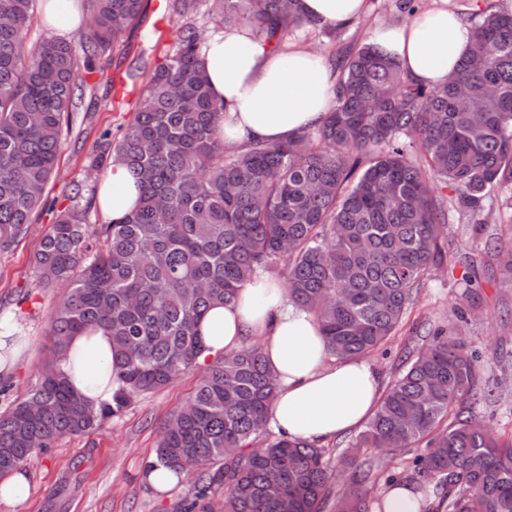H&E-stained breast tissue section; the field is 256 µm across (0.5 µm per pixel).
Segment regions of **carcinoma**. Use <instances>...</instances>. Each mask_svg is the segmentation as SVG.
<instances>
[{"mask_svg": "<svg viewBox=\"0 0 512 512\" xmlns=\"http://www.w3.org/2000/svg\"><path fill=\"white\" fill-rule=\"evenodd\" d=\"M93 2L78 54L64 40L29 43L36 0H0V251L27 236L43 204L84 97L79 72L112 66L108 51L144 21V0ZM296 2L168 0L176 26L164 61L123 57L129 79L146 87L119 133L99 135L87 171L125 163L139 204L93 224L76 184L73 204L42 235L35 286L61 297L39 381L0 411V478L62 438L98 429L132 397L199 370L155 448L154 464L181 479L182 461L198 464L179 512H320L333 492L336 512H369L379 479L370 451L413 455L401 477L432 489L444 512H512V434L474 417L480 366L458 331L429 327L426 345L401 361L336 490L325 449L285 434L253 447L278 389L260 345L200 365L206 311L275 273L315 317L332 356L379 351L447 261L453 214L482 210L512 181V12L504 10L472 25L467 53L441 86L414 82L364 43L332 56L333 103L316 127L287 141L224 144L226 105L201 64V7L216 25L244 26L278 50L288 32L318 26ZM454 259L467 294L479 287V266L512 282L511 247ZM89 327L108 331L123 370L110 403L77 394L58 367L71 337Z\"/></svg>", "mask_w": 512, "mask_h": 512, "instance_id": "obj_1", "label": "carcinoma"}]
</instances>
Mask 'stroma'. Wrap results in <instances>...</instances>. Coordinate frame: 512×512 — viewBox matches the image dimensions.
<instances>
[{
    "label": "stroma",
    "mask_w": 512,
    "mask_h": 512,
    "mask_svg": "<svg viewBox=\"0 0 512 512\" xmlns=\"http://www.w3.org/2000/svg\"><path fill=\"white\" fill-rule=\"evenodd\" d=\"M419 12L447 10L467 23L491 11L512 9V0H417ZM146 21L135 30L126 50L137 55L149 49L152 62H160L173 38V23L165 0H144ZM408 14L393 0H370L369 12L341 29L298 28L284 41V49L303 48L321 57L345 47L369 42L379 26H399ZM87 89L69 132L64 133L58 158V175L47 189L44 209L30 234L9 251L0 252V310L19 315L30 338L27 352L7 375L8 393L0 394V411L31 389L48 355L49 314L58 294L54 288L34 285L31 258L41 234L52 222L54 210L68 206L71 185L86 181L85 161L104 130H117L134 114L142 84L128 79L124 68H113L107 77L85 75ZM456 275L449 267L436 270L419 288L405 324L388 345L387 352L371 356L388 388L396 368L409 352L423 345L418 327L429 322L448 328L457 324L455 310L463 303L473 307L464 331L468 347L479 358L481 386L489 393L474 408L477 419L512 433V365L503 352L512 353V285L482 279L470 298H463ZM198 373L186 374L167 387L133 398L122 415L105 421L95 432L59 440L47 452L33 455L24 469L30 483L21 501L0 500V512H177L191 484L182 481L165 492L149 487L142 468L155 456L159 432L170 413L193 391Z\"/></svg>",
    "instance_id": "stroma-1"
}]
</instances>
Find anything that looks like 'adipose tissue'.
<instances>
[{
	"instance_id": "ef3b65f1",
	"label": "adipose tissue",
	"mask_w": 512,
	"mask_h": 512,
	"mask_svg": "<svg viewBox=\"0 0 512 512\" xmlns=\"http://www.w3.org/2000/svg\"><path fill=\"white\" fill-rule=\"evenodd\" d=\"M369 0H298L303 18L346 26L368 11ZM472 31L445 10L416 16L404 26L376 28L371 40L395 57L413 81L444 84L466 54ZM217 99L225 101V143L284 141L319 124L335 87L331 68L305 50L273 52L232 26L207 38L201 58ZM138 201L127 168L113 162L99 195L104 222L118 221ZM204 354L215 357L260 338L278 394L268 427L288 437L321 445L371 419L379 406V376L363 359L339 360L326 347L315 318L288 302L283 288L264 277L239 292L233 305L211 308L199 322ZM60 370L81 395L94 403L111 401L123 385V371L112 356L107 332L99 327L73 337Z\"/></svg>"
}]
</instances>
